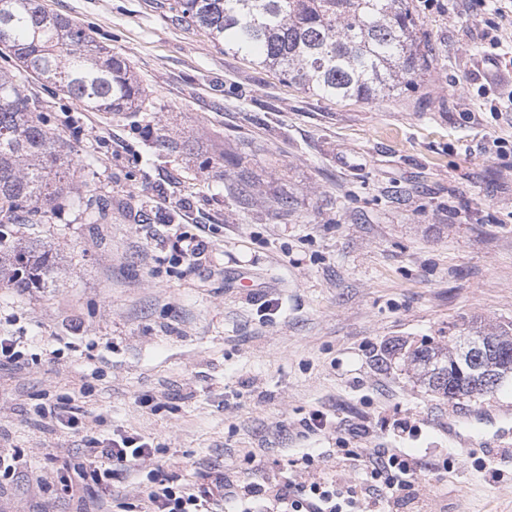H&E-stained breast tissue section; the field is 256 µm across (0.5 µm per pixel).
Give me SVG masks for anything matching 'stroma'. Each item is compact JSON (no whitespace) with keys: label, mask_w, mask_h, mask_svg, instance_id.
I'll return each instance as SVG.
<instances>
[{"label":"stroma","mask_w":512,"mask_h":512,"mask_svg":"<svg viewBox=\"0 0 512 512\" xmlns=\"http://www.w3.org/2000/svg\"><path fill=\"white\" fill-rule=\"evenodd\" d=\"M42 2L125 57L144 103L91 112L26 84L75 176L51 223L16 227L57 255L58 281L0 288V336L27 337L30 360L0 368V447L23 454L0 512L76 510L36 481L84 437L37 420L45 394L163 448L183 483L241 477L251 455L398 448L429 468L394 512H512V461L488 481L489 432L460 444L446 428L452 406L512 407V383L451 401L406 359L473 324L512 328V0H407L415 87L342 103L214 47L165 0ZM191 224L209 247L173 262L165 241ZM315 411L319 435L303 427Z\"/></svg>","instance_id":"1"}]
</instances>
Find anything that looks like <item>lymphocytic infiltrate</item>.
Here are the masks:
<instances>
[{"instance_id": "f902f5d3", "label": "lymphocytic infiltrate", "mask_w": 512, "mask_h": 512, "mask_svg": "<svg viewBox=\"0 0 512 512\" xmlns=\"http://www.w3.org/2000/svg\"><path fill=\"white\" fill-rule=\"evenodd\" d=\"M159 448L138 435L87 437L78 456L62 459L65 491L81 504L79 512H99L114 497L112 481L120 475L148 470L151 485L142 503H121V512H390L399 495L418 480L421 465L411 454L386 449L358 453L334 449L343 466L361 474L358 488L344 489L325 476L312 454L289 460L287 470L258 462L265 476L258 481L231 479L218 473L208 481L177 483L160 464ZM304 473L297 481L296 473Z\"/></svg>"}]
</instances>
